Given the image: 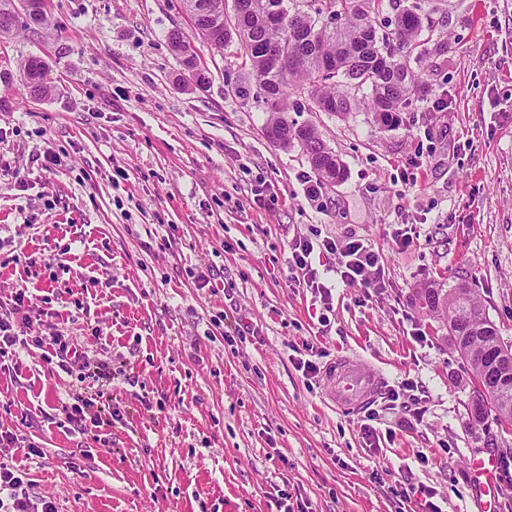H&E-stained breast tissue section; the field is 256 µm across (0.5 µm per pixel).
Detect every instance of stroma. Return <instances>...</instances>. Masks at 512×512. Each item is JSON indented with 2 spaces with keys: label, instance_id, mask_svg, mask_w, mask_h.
<instances>
[{
  "label": "stroma",
  "instance_id": "1",
  "mask_svg": "<svg viewBox=\"0 0 512 512\" xmlns=\"http://www.w3.org/2000/svg\"><path fill=\"white\" fill-rule=\"evenodd\" d=\"M44 4L48 26L29 28L18 2L0 38V307L22 287L47 297L31 335L60 331L110 374L65 372L34 343L0 367V431L15 436L0 461L28 472L31 495L58 512H280L283 490L291 512H401L411 484L442 512H482L469 459L492 454L497 512H512V427L472 419L469 368L414 303L467 279L512 344V0H447L448 51L422 63L430 91L396 126L291 106L343 163L331 184L270 143L262 103L226 94L233 55L195 40L210 80L190 83L168 42L191 30L180 0ZM32 58L48 96L23 77ZM351 235L379 251L386 286L367 302L339 285L323 306L291 282L289 248ZM212 265L214 287H194L187 270ZM226 313L254 336L228 342L212 323ZM340 355L383 389L416 387L418 411H381L378 446L329 399ZM76 394L115 419L75 432L61 406ZM24 73L27 76V83L31 92L39 97L49 94L51 91L46 79V67L37 58L28 60L24 65Z\"/></svg>",
  "mask_w": 512,
  "mask_h": 512
}]
</instances>
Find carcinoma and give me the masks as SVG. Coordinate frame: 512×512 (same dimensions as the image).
I'll use <instances>...</instances> for the list:
<instances>
[{
	"label": "carcinoma",
	"mask_w": 512,
	"mask_h": 512,
	"mask_svg": "<svg viewBox=\"0 0 512 512\" xmlns=\"http://www.w3.org/2000/svg\"><path fill=\"white\" fill-rule=\"evenodd\" d=\"M233 15L224 16V42L211 48L222 54L239 48L237 98L264 104L268 119L266 136L278 147H299L319 182L343 180L344 166L310 124L288 120V100L305 94L312 112L346 115L366 106L375 121L392 127L398 114L418 87L412 64L448 50V39L417 0L396 8L392 18H381L385 0H235ZM27 21L48 25L44 0H28ZM213 19H202L185 36L186 44L169 43L187 72L206 68L191 46V37L210 41ZM280 48L296 63L272 70L265 49ZM31 92L49 94L44 63L33 58L24 65ZM416 305L441 317L448 325L457 350L470 366L474 391L485 396L496 422L512 425V365L493 367L496 356L512 350L486 314L469 282L447 289L427 286L417 294Z\"/></svg>",
	"instance_id": "carcinoma-1"
}]
</instances>
